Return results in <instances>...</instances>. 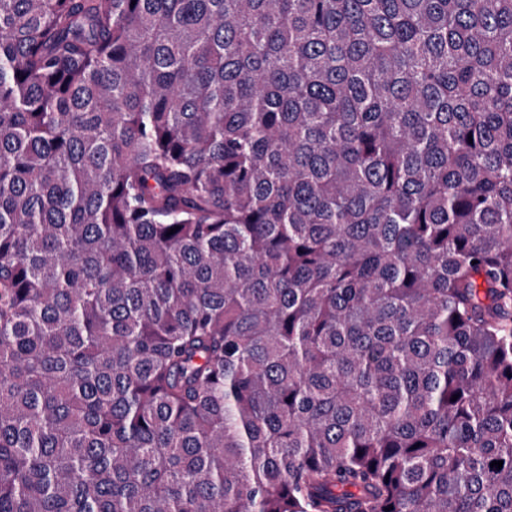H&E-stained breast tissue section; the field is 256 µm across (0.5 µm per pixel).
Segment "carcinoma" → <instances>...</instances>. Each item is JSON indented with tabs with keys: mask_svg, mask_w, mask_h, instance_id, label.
<instances>
[{
	"mask_svg": "<svg viewBox=\"0 0 512 512\" xmlns=\"http://www.w3.org/2000/svg\"><path fill=\"white\" fill-rule=\"evenodd\" d=\"M0 512H512V0H0Z\"/></svg>",
	"mask_w": 512,
	"mask_h": 512,
	"instance_id": "obj_1",
	"label": "carcinoma"
}]
</instances>
